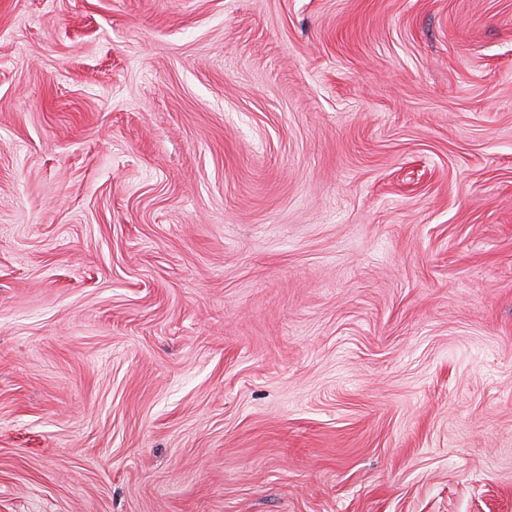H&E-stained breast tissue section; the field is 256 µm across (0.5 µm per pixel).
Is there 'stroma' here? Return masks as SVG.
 <instances>
[{"instance_id":"stroma-1","label":"stroma","mask_w":512,"mask_h":512,"mask_svg":"<svg viewBox=\"0 0 512 512\" xmlns=\"http://www.w3.org/2000/svg\"><path fill=\"white\" fill-rule=\"evenodd\" d=\"M0 512H512V0H0Z\"/></svg>"}]
</instances>
